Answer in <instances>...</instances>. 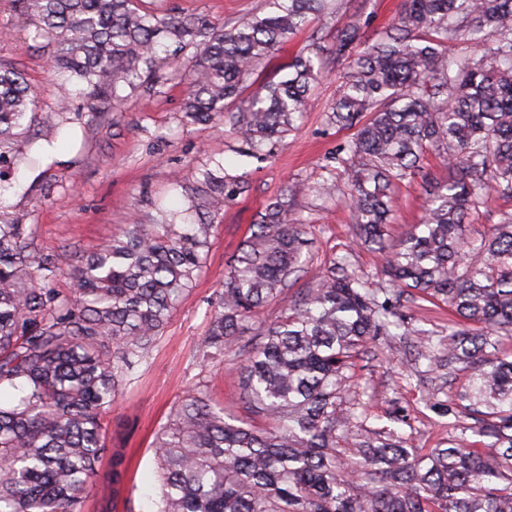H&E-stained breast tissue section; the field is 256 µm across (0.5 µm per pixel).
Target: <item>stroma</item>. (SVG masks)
<instances>
[{"label": "stroma", "instance_id": "1", "mask_svg": "<svg viewBox=\"0 0 512 512\" xmlns=\"http://www.w3.org/2000/svg\"><path fill=\"white\" fill-rule=\"evenodd\" d=\"M161 11L193 15L221 28L267 8V0H153ZM34 16L21 14L12 0H0V64L19 69L36 92L37 120L16 150L39 154L40 164L18 166L10 174L9 213L34 227V243L43 251L69 250L82 256L108 244L127 224L151 223L159 205L174 195L173 182L193 183L209 158L224 159L230 173L243 176L246 190L225 202L205 266L183 298L154 347L109 417L108 447L126 448L127 478L115 512H149L157 483L152 442L174 406L197 382L211 379L225 409L236 405V363H203L199 350L210 323L216 292L224 283L226 263L236 253L258 213L283 190H291L296 211L305 220L307 260L290 278L296 295L323 275L332 258L349 256L352 269L369 275L378 288L380 256L356 243L352 214L343 194L318 199L313 188L328 175L327 157L352 135L327 125L325 112L341 84L339 73L315 83L299 131L288 136L264 162L238 156V140L207 124L184 117L188 75L186 53L169 55L155 85L122 89V104L106 114L92 112L76 95L67 117H60L50 67L51 48L34 38ZM397 210L390 225L399 239L420 223L426 193L420 179L396 190ZM404 309L432 330V350L448 351V311L419 300ZM410 338L382 336L366 346L354 369L345 407L354 409L347 432L379 428L396 417L395 428L419 453L444 448L453 432V415L443 406L455 387L444 369L414 361Z\"/></svg>", "mask_w": 512, "mask_h": 512}]
</instances>
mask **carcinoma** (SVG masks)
Returning a JSON list of instances; mask_svg holds the SVG:
<instances>
[{"label": "carcinoma", "instance_id": "obj_1", "mask_svg": "<svg viewBox=\"0 0 512 512\" xmlns=\"http://www.w3.org/2000/svg\"><path fill=\"white\" fill-rule=\"evenodd\" d=\"M34 14V38L53 46L62 107L68 84L92 108L121 100L157 72L161 50L193 49L183 112L193 123L227 121L242 156L264 160L299 127L312 84L343 71L325 113L356 129L330 160L341 168L359 240L383 260L392 296L348 272L345 259L274 321L259 310L301 267L303 222L288 195L265 205L216 294L202 360L239 361L237 400L224 416L208 381L156 432L158 493L152 512H512V213L474 237L467 216L490 198L512 199V0H403L397 22L370 39L346 7L326 48L315 35L276 72L281 44L335 0H269L268 11L217 30L198 17H161L141 0H14ZM466 45V52L451 48ZM24 75L0 66L1 175L20 161L15 142L37 120ZM430 152L448 167L432 183ZM193 187L176 182L179 210L128 224L82 257L46 253L34 227L0 206V512H83L97 482L112 405L147 362L211 249L215 219L245 188L210 159ZM420 177L430 197L422 223L387 239L396 185ZM61 276L73 289L56 288ZM448 307V377L456 415L490 439H452L421 455L394 431L339 430L343 395L360 350L391 329L428 341L393 300ZM112 449L99 512H112L126 474Z\"/></svg>", "mask_w": 512, "mask_h": 512}]
</instances>
